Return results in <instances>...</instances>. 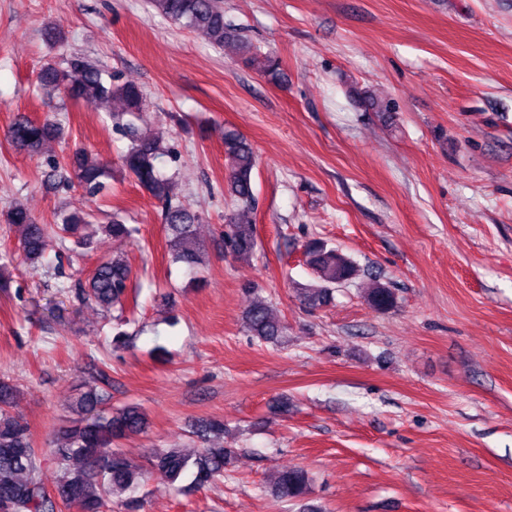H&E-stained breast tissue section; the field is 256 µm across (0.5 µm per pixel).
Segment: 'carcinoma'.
Here are the masks:
<instances>
[{"mask_svg":"<svg viewBox=\"0 0 512 512\" xmlns=\"http://www.w3.org/2000/svg\"><path fill=\"white\" fill-rule=\"evenodd\" d=\"M161 16L169 18L201 34L218 49L231 40L237 43L242 63L251 65L262 60V71L269 80L282 81L284 73L279 60L262 55L251 42L241 39L224 22V9L218 0H149ZM105 71L95 62L73 56L64 68L44 66L39 80L47 98L63 95L70 100H116L120 108L112 112V122L126 130L130 144L121 157V170L161 205V216L168 234L172 259L194 270L206 265V248L198 240L195 225L203 217L191 204L182 201L174 191V182L158 169L157 140L135 127L134 119L143 109L144 94L140 86L106 82ZM64 129L55 121L42 123L19 113L6 130V139L29 154H41L45 145L62 138ZM257 164L255 150L246 137L235 130L224 131V187L235 205L249 209L255 204L252 173ZM52 170L59 168L74 175L78 185L90 196L103 187L110 164L92 157L77 147L62 160L51 157ZM6 222L19 231L18 250L22 261L38 267L45 263V239L51 233L61 238L75 236L90 223L87 212L65 213L58 224H39L28 209L13 201L4 209ZM114 241L128 240L136 228L114 216L103 226ZM259 247L256 226L246 224L231 213L224 218V250L237 260L250 261ZM303 255L315 283L301 289L300 300L310 309L329 304L334 290L351 283L359 269L341 251L320 239L305 245ZM132 276L131 265L122 254L100 261L87 280L78 282L81 297L92 300L107 310L123 312ZM369 305L386 312L396 304L393 290L377 283L366 294ZM243 327L249 336L261 343L278 346L286 336L287 325L274 316L271 306L257 300L246 309ZM16 387L0 379V512H58L60 506L75 507L78 512H103L114 495L122 500L125 512H140L142 502L132 496L145 475L144 465L127 457L114 443L128 435L143 433L148 417L137 404L116 411L104 408L105 395L92 385L86 386L73 406L77 418L49 444L48 456L59 472L53 490H47L41 476V453L35 448L28 425L10 413ZM236 450L210 446L196 455L180 448L152 449L147 465L159 470L174 488L185 480L204 487L224 475ZM75 460L79 467H71ZM311 479L306 470L292 468L274 476L272 493L283 500L300 503V512H321L308 503Z\"/></svg>","mask_w":512,"mask_h":512,"instance_id":"cac0c4a2","label":"carcinoma"}]
</instances>
